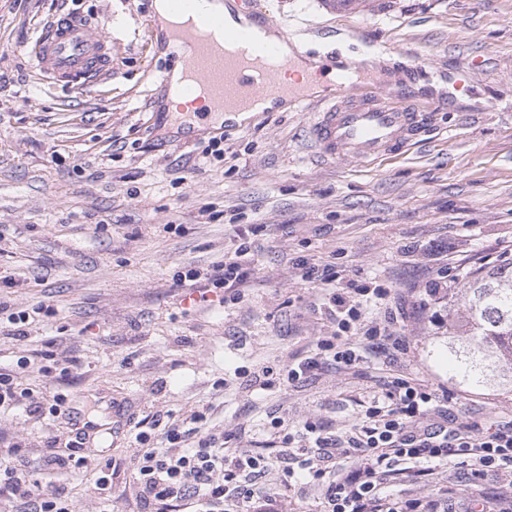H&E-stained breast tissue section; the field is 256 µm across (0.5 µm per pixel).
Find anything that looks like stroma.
I'll list each match as a JSON object with an SVG mask.
<instances>
[{"instance_id": "obj_1", "label": "stroma", "mask_w": 512, "mask_h": 512, "mask_svg": "<svg viewBox=\"0 0 512 512\" xmlns=\"http://www.w3.org/2000/svg\"><path fill=\"white\" fill-rule=\"evenodd\" d=\"M311 57L375 74L385 93L447 102L423 142L375 161L324 159L294 106L244 121L177 128L159 82L175 58L157 39L152 0H0V311L35 314L22 337L0 332V368L53 352L67 378L23 386L67 398L68 416L0 413V448L20 460L65 451L111 458L115 512H150L130 467V423L152 440L200 411L217 432L245 430L261 445L282 417L344 434L379 382L413 374L447 386L448 418H512V394L471 392L448 373V304L420 310L428 285L512 258V0H250ZM63 12L104 19L112 75L73 94L39 82L25 52L37 27ZM468 70V91L452 77ZM224 153L203 159L211 140ZM258 225L254 275L237 304L201 302L180 272L233 252L235 229ZM335 266L343 287L394 289L410 349L356 374L328 368L287 389H258L247 373L314 349L334 326L324 291L295 259ZM458 488L465 502L504 493L494 475L441 468L422 495Z\"/></svg>"}]
</instances>
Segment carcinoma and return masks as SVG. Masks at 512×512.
Wrapping results in <instances>:
<instances>
[{
	"label": "carcinoma",
	"mask_w": 512,
	"mask_h": 512,
	"mask_svg": "<svg viewBox=\"0 0 512 512\" xmlns=\"http://www.w3.org/2000/svg\"><path fill=\"white\" fill-rule=\"evenodd\" d=\"M461 304L462 323L448 316V354L457 383L472 391L512 392V261L472 275Z\"/></svg>",
	"instance_id": "1"
}]
</instances>
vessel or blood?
Segmentation results:
<instances>
[{
    "instance_id": "obj_1",
    "label": "vessel or blood",
    "mask_w": 512,
    "mask_h": 512,
    "mask_svg": "<svg viewBox=\"0 0 512 512\" xmlns=\"http://www.w3.org/2000/svg\"><path fill=\"white\" fill-rule=\"evenodd\" d=\"M211 0H169L174 15H190L186 38L194 65L182 94L188 106L217 112L269 96L288 97L308 113L309 137L321 157L364 162L419 143L430 131L433 112L415 98L387 96L359 85L355 65L323 70L336 75V95L313 99L285 87L288 59L277 44L259 38L251 26L227 28ZM104 21L60 14L41 26L26 46L40 74L52 85L82 91L112 73V42Z\"/></svg>"
}]
</instances>
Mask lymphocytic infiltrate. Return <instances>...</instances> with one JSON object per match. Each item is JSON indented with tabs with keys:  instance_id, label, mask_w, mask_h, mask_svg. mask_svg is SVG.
I'll return each mask as SVG.
<instances>
[{
	"instance_id": "lymphocytic-infiltrate-1",
	"label": "lymphocytic infiltrate",
	"mask_w": 512,
	"mask_h": 512,
	"mask_svg": "<svg viewBox=\"0 0 512 512\" xmlns=\"http://www.w3.org/2000/svg\"><path fill=\"white\" fill-rule=\"evenodd\" d=\"M230 255L210 270L188 269V282H206L220 288L227 301L241 299V289L252 275L251 248L245 232ZM303 282L328 291L325 311L336 332L318 337L316 351L274 371L263 367L253 374L261 389L276 382L295 385L325 365L342 372L360 368L368 354L394 357L405 353L408 343L398 328L392 291L361 289L353 299L341 286L335 268L308 260L298 263ZM50 375V366L23 358L14 369H0V409L28 401L32 413L65 415L66 398L51 392L34 401L19 387V376ZM204 416L190 415L188 424L165 426L162 443L148 445L136 433L139 447L133 474L142 500L151 512H250L260 504L263 512H279V503L263 495L258 479L269 469L280 470L289 492L310 482L324 491L325 512H418V499L399 501L387 494L388 483L407 486L429 483L438 467L453 463L468 468L472 476L492 473L512 487V420L486 428L454 427L442 410L429 380L399 375L382 382L359 423L350 433L336 435L317 421H306L296 432H285L280 446L253 451L237 447L236 438L202 430ZM14 450L0 452V494H8L12 512H74L69 493L55 489L42 473L23 470ZM58 466L72 469L76 478L94 475L102 512H112V463L105 458L70 454Z\"/></svg>"
}]
</instances>
